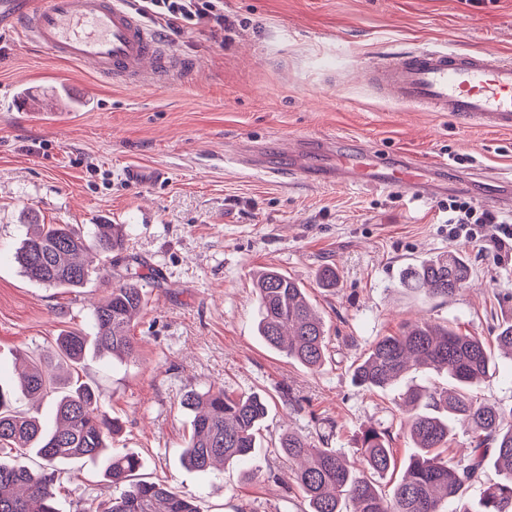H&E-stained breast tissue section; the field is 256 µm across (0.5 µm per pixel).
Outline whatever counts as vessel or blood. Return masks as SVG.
Returning <instances> with one entry per match:
<instances>
[{"instance_id": "obj_1", "label": "vessel or blood", "mask_w": 512, "mask_h": 512, "mask_svg": "<svg viewBox=\"0 0 512 512\" xmlns=\"http://www.w3.org/2000/svg\"><path fill=\"white\" fill-rule=\"evenodd\" d=\"M0 21L11 24L20 42L90 65L117 85L156 86L195 68L194 59L173 53L128 0H0ZM372 75L389 98L448 113L466 126L512 132V59L495 51L418 48L381 58ZM332 142L335 164L301 168L302 176L320 185L397 189L413 201L468 186L462 176H449L444 163L425 174L407 157L388 164L369 148L342 150L338 136Z\"/></svg>"}]
</instances>
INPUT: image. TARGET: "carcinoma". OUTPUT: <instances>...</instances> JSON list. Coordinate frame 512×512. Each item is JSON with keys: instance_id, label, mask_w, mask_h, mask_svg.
Masks as SVG:
<instances>
[{"instance_id": "1", "label": "carcinoma", "mask_w": 512, "mask_h": 512, "mask_svg": "<svg viewBox=\"0 0 512 512\" xmlns=\"http://www.w3.org/2000/svg\"><path fill=\"white\" fill-rule=\"evenodd\" d=\"M31 228L15 259L27 278L51 288L83 287L126 248L118 224H97L84 235L67 224H40L33 216ZM470 277L464 257L450 251L406 269L401 284L432 298H448L467 287ZM143 279L139 272L127 271L94 307L92 332L74 330L58 337L56 363L28 362L22 391L32 399L54 400V427L12 410L13 393L0 388V455L13 457L11 463L0 462V512H57L58 466L101 460L103 476L116 495L88 512H197L191 496L138 477L137 455L108 452L119 426L102 409L93 386L79 378L90 354L135 356L132 321L144 307ZM254 282L259 336L288 359L310 370L319 368L327 350L326 331L305 288L272 268L258 271ZM494 341L512 359V322L498 327ZM494 367L486 337L446 325L416 321L395 336L377 339L352 368L355 386L385 390L412 369L444 372L451 382L444 390L411 386L403 393L405 426L415 452L392 495L386 497L380 489V480L397 468L391 432L373 425L357 433L351 457L326 447L328 434L316 444L299 432H283L279 448L289 462L288 483L300 490L309 512H346L348 502L352 512H445V504L473 485L482 487L473 512H512V406L478 402L468 393ZM181 405L193 414L183 451L189 468L207 472L218 463L254 456L268 415L265 397L212 387L186 392ZM456 421L471 424L469 446L460 460L444 455ZM30 455L44 461L41 469L22 462ZM489 466L500 480L489 479Z\"/></svg>"}]
</instances>
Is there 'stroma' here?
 <instances>
[{"instance_id": "stroma-1", "label": "stroma", "mask_w": 512, "mask_h": 512, "mask_svg": "<svg viewBox=\"0 0 512 512\" xmlns=\"http://www.w3.org/2000/svg\"><path fill=\"white\" fill-rule=\"evenodd\" d=\"M230 26L179 33L170 49L194 58L185 79L125 88L90 66L56 59L0 33V386L17 391L20 354L51 356L56 338L89 329L94 304L124 266L82 288H48L14 259L30 215L43 224L121 225L145 274L147 305L134 323L135 357L88 358L81 375L120 420L116 453L141 459L149 481L192 495L198 512H306L278 448L293 429L352 453L361 426L389 430L399 465L412 443L396 405L406 386H447L445 374L410 371L369 392L351 367L376 339L425 319L479 336L512 320V257L448 235L440 200L397 190L319 188L292 174L307 136L348 134L391 159L448 163L477 179L476 204L512 179V133L466 127L445 112L387 100L371 82L383 54L428 46L493 49L512 58V0H224ZM17 94L61 113L42 124L5 105ZM138 177H131V169ZM457 251L472 282L442 300L400 285L405 267ZM338 284L318 285L324 265ZM274 268L307 290L328 331L311 371L257 333L256 271ZM221 386L269 403L261 446L246 464L206 473L181 462L191 390ZM512 405V361L471 388ZM59 512L112 496L100 469L67 467Z\"/></svg>"}]
</instances>
